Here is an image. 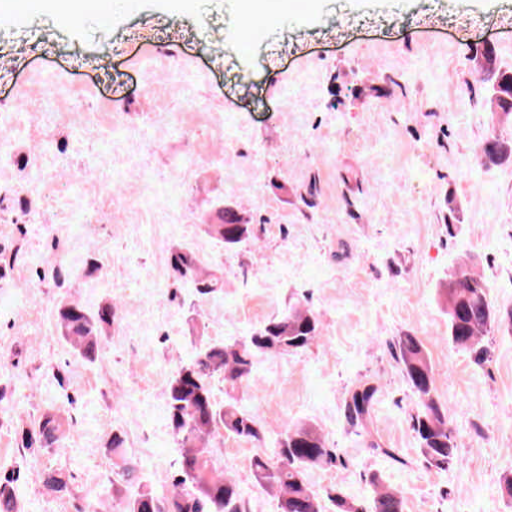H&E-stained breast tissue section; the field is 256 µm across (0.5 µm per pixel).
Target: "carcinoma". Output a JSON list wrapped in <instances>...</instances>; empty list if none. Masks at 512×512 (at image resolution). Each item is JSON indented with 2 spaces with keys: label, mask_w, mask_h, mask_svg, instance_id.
<instances>
[{
  "label": "carcinoma",
  "mask_w": 512,
  "mask_h": 512,
  "mask_svg": "<svg viewBox=\"0 0 512 512\" xmlns=\"http://www.w3.org/2000/svg\"><path fill=\"white\" fill-rule=\"evenodd\" d=\"M480 69L491 83L492 103L504 114L512 115V73L495 67L492 55L480 62ZM487 161L495 164L512 159V140L488 143ZM224 245L239 244L252 236L251 225L232 210L224 211V223L215 225ZM448 315V340L464 351L471 362L484 367L490 362V350L484 339L496 326H512V312H498L489 293V285L477 273L460 268L448 273L442 289ZM62 338L87 361L96 359L100 334L112 324V307L97 312L67 303L60 306ZM319 321L308 309L296 306L270 319L257 332L238 344L202 341L194 357L176 370L168 381L166 411L179 450L173 476L174 491L165 495L143 489L130 496L122 512H245L244 499L237 483L224 474L217 458L214 440L225 434L234 439L259 442L264 431L253 415L230 396L218 402L212 391L215 379L224 389L244 385L252 372L254 359L264 353L288 354L308 347L318 336ZM393 359L416 398L417 413L411 416L423 463L429 468L446 470L459 463L455 437L448 427V407L437 394L433 367L422 341L410 332L396 337L390 345ZM193 370L198 383L182 382L183 370ZM378 389L370 382H359L349 391L346 412L350 423L367 435L368 422ZM63 418L55 409L41 413L30 430L22 435L23 448L31 453L56 450L62 434ZM110 449L117 459L115 475H129L124 438L112 435ZM336 449L310 425H296L280 436L274 459L257 456L251 467L255 484L274 494L276 512H403L398 493L382 485L372 473L367 482L373 496L368 505L358 504L338 485L323 491L312 488L307 479L312 467L336 462ZM20 473L0 471V512H17V483ZM46 484L55 492L69 491V476L63 470L49 474Z\"/></svg>",
  "instance_id": "cac0c4a2"
}]
</instances>
